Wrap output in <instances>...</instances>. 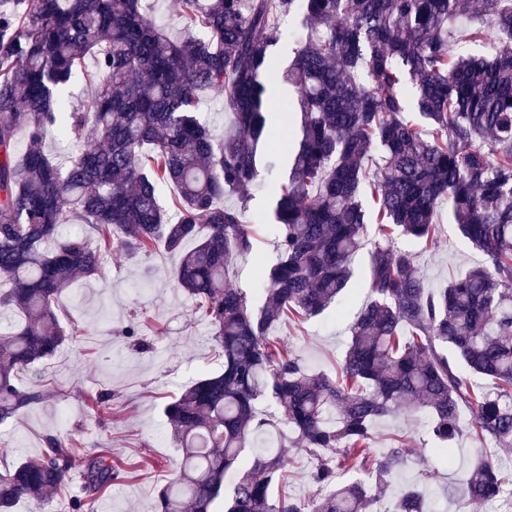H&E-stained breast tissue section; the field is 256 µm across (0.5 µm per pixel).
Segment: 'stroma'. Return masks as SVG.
Returning <instances> with one entry per match:
<instances>
[{"label":"stroma","mask_w":512,"mask_h":512,"mask_svg":"<svg viewBox=\"0 0 512 512\" xmlns=\"http://www.w3.org/2000/svg\"><path fill=\"white\" fill-rule=\"evenodd\" d=\"M252 231L254 252L238 256L230 270L233 286L247 291L254 286L257 261L270 263L277 255L270 223L254 224ZM399 244L412 251L433 286L444 284L449 276H463L484 261L483 254L445 221L434 244L404 238ZM177 263V256L159 246L150 253H109L100 275L75 276L62 307L65 322L78 325L82 334L38 371L24 375L25 387L47 384L52 395L0 425V469L39 455L46 435H67L85 453L103 448L111 453L118 477L103 496V512H154L158 487L181 460L164 407L192 380L223 366L192 298L174 286L171 274ZM368 263V250H361L352 263L348 303L330 307L302 325L289 322L272 329V336L294 349L308 369L334 372L343 357L347 325L368 295ZM133 321L138 333L131 336L126 328ZM105 390L112 394L107 414L94 406L95 396ZM461 426L463 434L448 461L436 456L435 440L420 417L376 421L372 448L383 454L394 435L408 434L420 455L398 476V484L423 481L429 501H446L445 512H506L508 504L501 499L468 505L455 496L470 459L488 450L472 435L469 420H462Z\"/></svg>","instance_id":"stroma-1"}]
</instances>
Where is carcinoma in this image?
<instances>
[{"label":"carcinoma","mask_w":512,"mask_h":512,"mask_svg":"<svg viewBox=\"0 0 512 512\" xmlns=\"http://www.w3.org/2000/svg\"><path fill=\"white\" fill-rule=\"evenodd\" d=\"M11 2L0 8V308L23 322L0 336V424L46 398L21 374L80 335L60 318L75 275L98 274L115 249L161 243L179 256L173 279L203 312L224 371L165 406L182 463L156 512H425L418 484L376 507L417 454L405 435L373 453L371 426L392 415L424 416L449 454L465 409L479 439L512 446V0H179V40L143 0ZM298 16L283 65L280 25ZM463 20L486 53L451 48L448 26ZM79 74L87 112L63 96ZM274 85L292 97H272ZM209 96L228 120L219 145L200 119ZM54 130L79 143L65 167L41 147ZM284 156L288 178L271 190L277 257L255 305L229 270L254 248L251 191ZM228 193L239 205H224ZM442 210L485 263L432 288L394 238L433 242ZM71 224L96 242L63 233ZM373 224L367 299L336 375L314 373L270 330L347 298ZM263 401L295 434L274 452L257 442L270 425ZM317 449L307 506L273 498L288 486L283 456ZM77 468L91 496L117 478L107 450L81 457L47 437L40 455L0 472V512L47 494L83 512L70 495ZM349 471L364 478L337 483ZM459 494L512 503V471L478 455Z\"/></svg>","instance_id":"obj_1"}]
</instances>
